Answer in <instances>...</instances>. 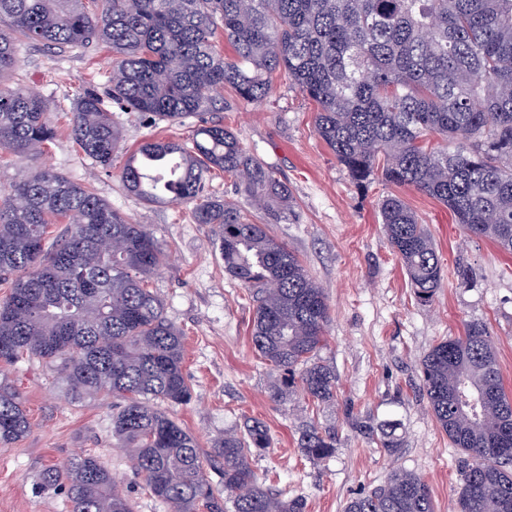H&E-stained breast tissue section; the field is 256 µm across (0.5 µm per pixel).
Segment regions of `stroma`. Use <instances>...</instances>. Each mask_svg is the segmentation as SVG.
Segmentation results:
<instances>
[{"label":"stroma","mask_w":512,"mask_h":512,"mask_svg":"<svg viewBox=\"0 0 512 512\" xmlns=\"http://www.w3.org/2000/svg\"><path fill=\"white\" fill-rule=\"evenodd\" d=\"M112 67L113 55L101 44L53 51L21 45L17 79L45 99L56 136L25 160L0 152V188L23 167L52 169L145 225L168 253L149 286L184 334L192 398L183 405L159 403V410L205 451L225 433L242 430L246 418L263 421L270 443L253 457L252 468L272 474L274 489L285 497H301L306 512H344L347 501L381 485L395 469L420 475L436 512H451L463 454L435 424L420 391V362L439 341L462 335L465 323H484L512 393V255L467 236L445 206L415 189H396L379 178L357 187L315 131L316 104L282 75H273L270 95L260 103L224 88L210 118L235 131L250 154L290 184L294 213L269 232L299 256L330 307L320 357L336 375L335 401L319 408L298 394L273 399L274 373L251 345L252 306L245 288L225 272L211 225L196 223L189 203L144 204L121 179L140 144L188 140L200 115L171 126L110 105L122 141L106 169L92 164L71 136L79 97L90 88L105 90ZM393 192L428 226L439 251L443 280L427 303L417 300L381 224L378 204ZM0 382L16 388L31 422L27 436L0 446V512H70L63 490L44 487L40 475L80 453L111 471L134 512H168L136 477L112 434L118 399H74L54 367L35 357L0 365ZM387 420L397 423L399 446L391 453L379 443V426ZM310 424L335 433L331 457L311 460L302 453L299 432Z\"/></svg>","instance_id":"35a3bbf8"}]
</instances>
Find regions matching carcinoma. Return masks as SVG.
<instances>
[{
  "label": "carcinoma",
  "mask_w": 512,
  "mask_h": 512,
  "mask_svg": "<svg viewBox=\"0 0 512 512\" xmlns=\"http://www.w3.org/2000/svg\"><path fill=\"white\" fill-rule=\"evenodd\" d=\"M0 150L25 159L55 137L45 100L9 81L20 43L46 49L104 44L115 65L105 95L87 90L71 134L96 165L112 166L121 131L103 97L128 112L179 123L212 112L228 85L249 102L268 97L279 73L318 105L315 130L359 186L376 175L446 207L469 234L512 254V0H0ZM224 40L226 58L216 49ZM438 138L444 145L433 146ZM224 172L262 214L204 194ZM126 189L147 204L192 203L210 224L224 271L253 302L254 352L281 372L271 396L335 398L336 375L319 362L327 298L300 258L268 233L294 208L287 182L219 121L187 142L153 140L129 156ZM391 249L421 301L439 288L435 242L396 195L380 203ZM71 224L47 242L57 220ZM166 254L144 225L92 189L50 169H28L0 189V364L33 356L55 364L77 398L120 399L112 433L135 473L170 512H305L251 466L268 447L266 425L248 419L211 451L152 401L191 398L183 335L148 286ZM423 395L439 428L464 453L456 512H512V396L484 324L442 340L421 360ZM29 415L16 389L0 386V445L24 438ZM397 423L380 445L397 448ZM310 459L336 450L331 431L304 429ZM221 475L216 487L207 472ZM41 482L65 489L71 512H132L112 473L93 455ZM344 512H435L417 474L392 471Z\"/></svg>",
  "instance_id": "1"
}]
</instances>
